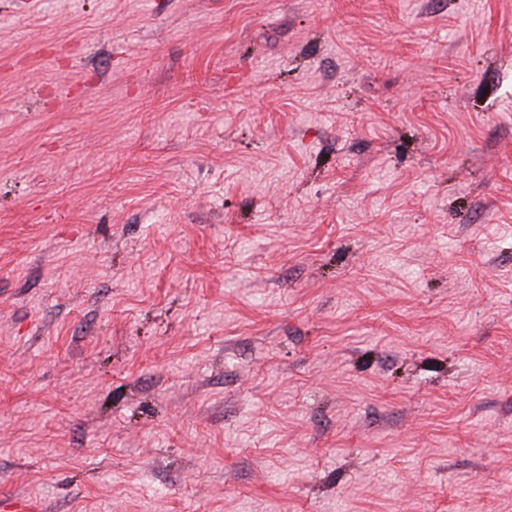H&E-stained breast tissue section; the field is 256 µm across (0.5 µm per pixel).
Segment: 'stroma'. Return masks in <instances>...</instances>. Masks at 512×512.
<instances>
[{
    "label": "stroma",
    "mask_w": 512,
    "mask_h": 512,
    "mask_svg": "<svg viewBox=\"0 0 512 512\" xmlns=\"http://www.w3.org/2000/svg\"><path fill=\"white\" fill-rule=\"evenodd\" d=\"M512 512V0H0V512Z\"/></svg>",
    "instance_id": "35a3bbf8"
}]
</instances>
